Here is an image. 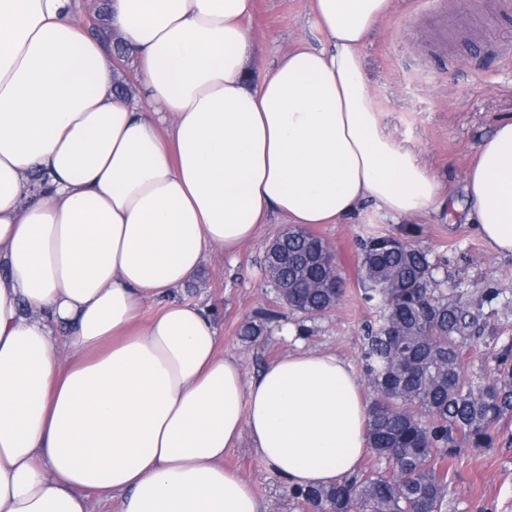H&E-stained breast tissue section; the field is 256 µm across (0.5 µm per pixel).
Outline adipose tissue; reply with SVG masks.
<instances>
[{
	"mask_svg": "<svg viewBox=\"0 0 512 512\" xmlns=\"http://www.w3.org/2000/svg\"><path fill=\"white\" fill-rule=\"evenodd\" d=\"M77 7L0 0V512H89L92 491L117 512H265L224 466L244 441L291 487L356 473L368 409L351 364L297 347L244 379L206 309L173 294L272 217L439 206L365 72L391 0H311L325 48L260 76L254 0H108L135 104ZM464 192L475 233L512 256V119Z\"/></svg>",
	"mask_w": 512,
	"mask_h": 512,
	"instance_id": "adipose-tissue-1",
	"label": "adipose tissue"
}]
</instances>
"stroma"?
Masks as SVG:
<instances>
[{
    "label": "stroma",
    "instance_id": "obj_1",
    "mask_svg": "<svg viewBox=\"0 0 512 512\" xmlns=\"http://www.w3.org/2000/svg\"><path fill=\"white\" fill-rule=\"evenodd\" d=\"M483 2L495 17L487 28L470 22V0H392L363 47L369 86L389 130L416 149L457 201L478 144L499 119L512 116V58L501 54L512 44V12L496 11L495 0ZM247 24L256 37L248 66L258 73L289 50L317 47L323 40L311 22L309 0H255ZM284 229L274 218L236 257L213 252L202 276L177 294L210 311L222 337L220 355L234 356L248 377L287 352L279 330L288 323L303 327L306 349L333 352L358 365L364 326L376 313L360 295L355 242L374 231L407 230L409 242L445 261L449 285L473 289L493 279L512 295V258L490 252L464 212L443 206L395 221L367 202L339 223L313 225L335 253L345 293L329 312L305 319L283 304L264 271L267 248ZM257 318L266 321L263 335L243 339L241 325ZM487 333L493 344L512 343V313L492 321ZM493 344L468 347L469 371L488 370ZM224 463L251 484L265 512H302L282 479L248 445L230 449ZM446 467L442 512H512V418L497 426L492 447L463 449Z\"/></svg>",
    "mask_w": 512,
    "mask_h": 512
}]
</instances>
